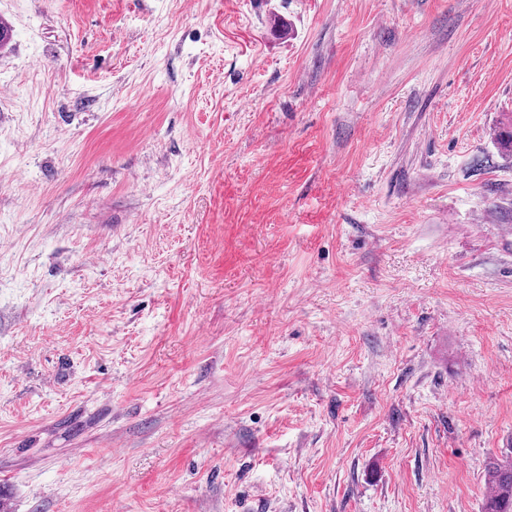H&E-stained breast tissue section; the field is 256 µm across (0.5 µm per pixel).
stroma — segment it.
<instances>
[{"label":"stroma","mask_w":512,"mask_h":512,"mask_svg":"<svg viewBox=\"0 0 512 512\" xmlns=\"http://www.w3.org/2000/svg\"><path fill=\"white\" fill-rule=\"evenodd\" d=\"M1 20L0 512H479L512 0Z\"/></svg>","instance_id":"1"}]
</instances>
